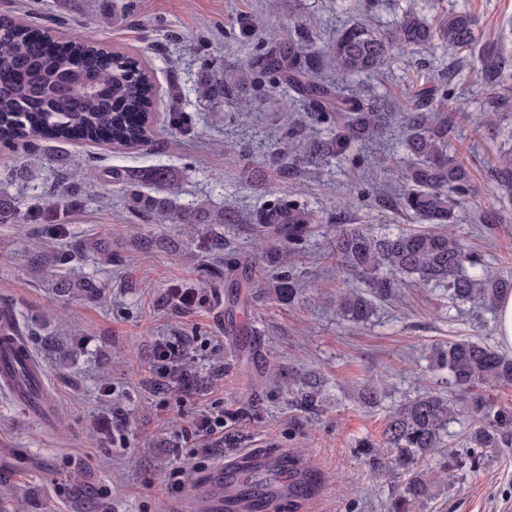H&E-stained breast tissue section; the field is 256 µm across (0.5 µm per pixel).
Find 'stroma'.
Returning a JSON list of instances; mask_svg holds the SVG:
<instances>
[{
	"label": "stroma",
	"mask_w": 512,
	"mask_h": 512,
	"mask_svg": "<svg viewBox=\"0 0 512 512\" xmlns=\"http://www.w3.org/2000/svg\"><path fill=\"white\" fill-rule=\"evenodd\" d=\"M426 17L470 11L475 48L501 68L502 98L467 63L433 47L415 67L392 61L385 82L393 96L412 98L417 85L450 82L459 120L452 147L472 167L479 192L456 210L454 234L484 261L512 277V203L500 205L487 189L498 143L473 134V122L494 111L512 128V0H411ZM0 13L33 28L64 32L85 27L94 38L135 49L151 66L157 90L150 145L115 149L44 141L43 151L18 144L0 165V190L37 214L28 224H0V307L15 314L33 356L44 367L58 411L51 426L0 393V512H84L81 487L95 492L94 512H194L192 497L217 463L243 450L281 448L301 456L318 478L315 496L274 512H389L397 480L377 474L358 454L363 437L380 438L400 399L437 385L431 348L461 338L496 345V307L460 305L440 317L444 288H409L402 301L378 307L354 326L336 312V295L357 286L329 245L340 224L368 227L414 221L394 209L348 199L357 170L329 158L315 175L293 178L292 196L333 215L296 257L304 288L295 305L265 298L250 316L229 304L233 281L259 278L262 250L251 225L228 224L225 248H214L211 225L158 224L128 211L115 173L164 166L181 173L180 205L207 202L242 213L275 201L284 177L273 164L283 133L279 111L256 93L242 96V116L216 112L198 95L213 71L240 65L254 43L244 29L267 16V35L304 18L336 30L355 22L344 0H0ZM187 116L183 131L171 121ZM39 170L38 179L13 182L11 168ZM65 177L77 198L58 195ZM53 208H46L47 200ZM493 211V229L478 214ZM58 270L79 268L104 288L90 303L59 293ZM196 289L203 302L175 308L173 288ZM162 340L185 341L172 378L152 351ZM316 376L322 403L309 413L274 388L271 365ZM383 382L386 396L368 406L367 381ZM242 409L224 440L184 490L169 487L181 432L204 410ZM122 421L128 445H112V423ZM485 463L451 488L417 503L412 512H512V447L488 448Z\"/></svg>",
	"instance_id": "35a3bbf8"
}]
</instances>
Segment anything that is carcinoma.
Returning <instances> with one entry per match:
<instances>
[{"label": "carcinoma", "mask_w": 512, "mask_h": 512, "mask_svg": "<svg viewBox=\"0 0 512 512\" xmlns=\"http://www.w3.org/2000/svg\"><path fill=\"white\" fill-rule=\"evenodd\" d=\"M476 20L466 10H453L436 22L412 8L401 10L393 27L374 31L363 21L342 29L336 39L315 48L310 43L277 37L262 42L246 65L224 71V77L199 87L205 100L230 107L237 95L259 88L267 78L293 93L304 103L310 119L321 123L332 118L339 131L327 139L311 138L295 122H288L287 147L281 165L288 174L320 168L331 157L344 162L354 144L365 145L373 135L390 126L397 102L389 94L363 87L348 92L322 83L319 71L326 65L346 79L381 71L396 57L437 45L454 57L471 53ZM21 18L0 14V146L50 139L82 140L113 147L138 146L151 141L143 117L153 111L154 84L142 79L146 65L130 52L92 40L72 30L63 40L46 48ZM435 90H425L422 99L402 106L404 131L400 140L404 180L394 198H380L381 206L395 207L429 228L378 233L349 226L339 230L331 250L341 266L363 280L365 288L350 289L336 299L342 319L360 326L373 317L377 303L397 296L411 282L424 287L448 289V303H483L512 291V280L493 275L479 253L448 233L456 207L477 193L466 162L451 150L453 120L448 115V85H442L441 108L426 103ZM477 135L500 141L489 180L492 188L507 197L512 194V130L499 131L489 120L474 124ZM178 175L158 167L131 172L123 177L133 205L151 213L161 224L239 223L233 208L203 205L178 207L165 196H146L139 187L151 184L171 190ZM285 186L280 197L261 210L248 213L246 223L258 231L271 232L277 243L271 249L276 265L269 276L237 286L235 302L246 310L262 295L273 294L292 305L302 288L285 260L299 254L322 217L290 198ZM29 212L15 198L0 194V224H26ZM67 292L98 298L103 288L84 280L72 269L62 279ZM430 370L446 380L451 396L426 391L405 398L392 407L380 440L363 439L358 453L372 469L404 477L392 502L394 512H410L428 498L432 484L418 471L417 463L440 455L439 472L482 465V450L512 445V407L499 404L488 392L491 387L512 386V358L488 344L460 339L432 348ZM292 402L303 411L319 407L317 391L297 372L288 371ZM460 448L446 444L449 427L461 420ZM292 469L307 482L306 492L289 498L293 502L313 489L312 469L298 458L289 459Z\"/></svg>", "instance_id": "cac0c4a2"}]
</instances>
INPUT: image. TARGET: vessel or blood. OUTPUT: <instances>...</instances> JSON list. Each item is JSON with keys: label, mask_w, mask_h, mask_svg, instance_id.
I'll return each instance as SVG.
<instances>
[{"label": "vessel or blood", "mask_w": 512, "mask_h": 512, "mask_svg": "<svg viewBox=\"0 0 512 512\" xmlns=\"http://www.w3.org/2000/svg\"><path fill=\"white\" fill-rule=\"evenodd\" d=\"M32 358L13 317L0 316V390L42 417L49 411L48 404L31 400L27 387L16 377L19 365ZM294 480L287 455L266 457L245 451L218 464L202 486L201 497L209 507L228 505L234 512H270L275 504L287 501Z\"/></svg>", "instance_id": "obj_1"}]
</instances>
